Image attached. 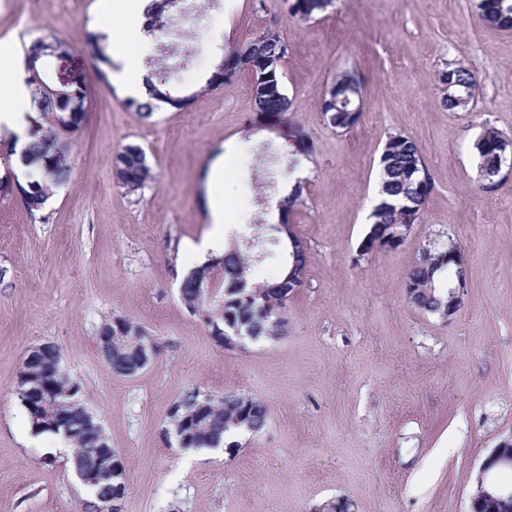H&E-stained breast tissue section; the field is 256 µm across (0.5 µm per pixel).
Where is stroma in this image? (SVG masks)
<instances>
[{
  "label": "stroma",
  "instance_id": "obj_1",
  "mask_svg": "<svg viewBox=\"0 0 512 512\" xmlns=\"http://www.w3.org/2000/svg\"><path fill=\"white\" fill-rule=\"evenodd\" d=\"M476 0H333L308 21L281 0H241L232 19L208 6L186 55L182 92L203 85L229 43L266 29L282 63L291 120L310 151L269 130L245 138L251 78L182 110L142 120L113 82L92 81L69 137L73 176L30 215L0 198V512H75L88 492L65 440L36 434L15 393L28 350L50 342L83 386L125 465L123 512H468L478 470L512 439V175L480 190L475 141L494 126L512 140V30L487 25ZM101 0H0V55L23 58L48 32L83 44ZM469 68L468 108L441 106L439 73ZM361 88L360 121L336 131L321 110L337 73ZM413 139L432 189L405 242L359 250L393 134ZM228 227L243 225L276 162H307L289 221L307 247L304 284L288 299V333L227 350L187 315L177 292L185 247L210 228L206 175L224 143ZM145 148L155 182L127 193L112 157ZM458 242L467 287L450 318L412 306L404 288L422 248ZM120 313L165 347L131 378L95 343ZM239 390L268 408L266 429L209 453L166 446L161 428L188 387Z\"/></svg>",
  "mask_w": 512,
  "mask_h": 512
}]
</instances>
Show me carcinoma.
I'll use <instances>...</instances> for the list:
<instances>
[{"instance_id":"1","label":"carcinoma","mask_w":512,"mask_h":512,"mask_svg":"<svg viewBox=\"0 0 512 512\" xmlns=\"http://www.w3.org/2000/svg\"><path fill=\"white\" fill-rule=\"evenodd\" d=\"M170 0H153L154 7L146 14L145 30L158 38L169 35L173 23ZM332 0H297L290 12L302 20H310L323 12ZM477 8L481 17L491 26L512 30V0H479ZM92 46L94 74L100 81H108V70L113 67L104 37L92 32L86 35ZM288 54V46L279 34L265 30L229 47L227 57H250L252 61L266 63L268 78L260 82L251 68L240 63L222 72L212 69L206 84L180 99L172 94L176 82L175 65L169 62L165 51L157 50L144 58L149 69L152 93L146 102L130 101L141 118L147 120L166 105L181 110L195 102L210 89L230 84L242 72L252 75V97L255 116L268 121V127L286 141H293L298 150L307 148L303 129L288 119L291 102L284 87L281 61ZM24 65L26 82L33 87V99L45 123H36L29 129L32 143L22 153V163L32 168L29 180L17 188L30 214L41 212L48 200L72 175L73 166L68 158L64 135L74 132L88 111L90 75L80 50L54 32L38 36L25 49ZM459 94L475 96L478 84L472 72L460 65L450 69ZM390 150L380 159V193L382 198L371 213L370 234L377 238L393 235L397 225L407 223L403 205L411 204L418 193L417 181L422 173L414 168L422 160L417 144L409 137L395 134L389 137ZM11 139H0V158L7 164L0 183H12ZM116 183L129 193L143 189L153 178L152 167L146 151L137 144H128L116 153L113 161ZM232 244L224 254L189 268L179 285V301L191 316L204 315L210 335L224 337L223 348L241 349L247 340L259 341L284 335V320L276 311L288 302L295 290V281L284 276L274 280L251 282L252 269L268 255L277 253L282 263L289 261L299 268L306 266V247L286 221L278 224H252L231 231ZM448 245L423 250L408 274L407 287L414 289L410 303L430 314H440L445 296L435 286L434 275L448 267ZM122 327L106 318L98 326L101 331H112V347L101 353L112 372L121 377H133L139 367L142 347L148 345L160 352L161 344L142 324L122 317ZM59 368L56 378L52 411L67 420L65 441L73 448V460L92 469L95 458L88 452L91 443L106 444L107 437L101 421L91 414V407L82 398V385L62 368L61 356L56 346L45 351L41 365ZM179 408L171 410L164 428L171 432L182 430L187 434L183 450L208 448L216 441H226L239 447L234 440L237 430L251 434L261 433L268 422V410L263 402L251 395L228 391L214 395L201 386L187 388L177 399ZM109 482L102 481L94 494L86 499L90 509L106 504Z\"/></svg>"}]
</instances>
